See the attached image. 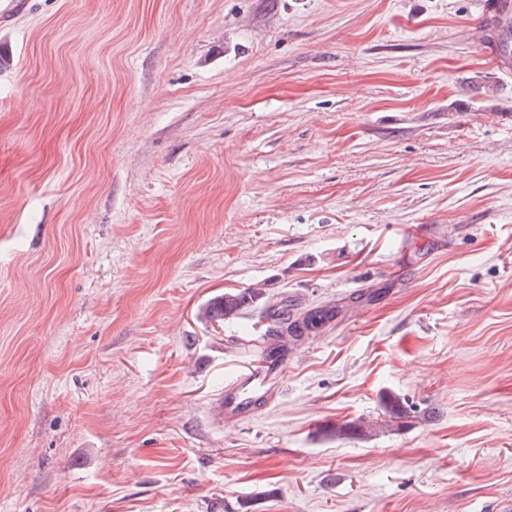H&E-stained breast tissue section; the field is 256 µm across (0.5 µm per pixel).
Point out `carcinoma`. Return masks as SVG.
Here are the masks:
<instances>
[{
	"label": "carcinoma",
	"mask_w": 512,
	"mask_h": 512,
	"mask_svg": "<svg viewBox=\"0 0 512 512\" xmlns=\"http://www.w3.org/2000/svg\"><path fill=\"white\" fill-rule=\"evenodd\" d=\"M493 27L496 32L497 49L502 56L512 55L508 43L512 41V31L500 27V21L494 20ZM492 87L487 76H475L468 83L470 104L482 102ZM260 294L249 291L226 292L212 298L204 310L205 317L213 321H222L234 316L241 309L258 301ZM295 300L286 297L268 305L263 310V318L267 321L266 332L272 336L296 344L320 332L336 317V306L323 305L310 308L306 311L296 310ZM374 430L373 423L365 420H352L336 425V435L370 434Z\"/></svg>",
	"instance_id": "carcinoma-1"
}]
</instances>
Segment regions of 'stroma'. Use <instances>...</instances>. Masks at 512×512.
<instances>
[{"instance_id": "stroma-1", "label": "stroma", "mask_w": 512, "mask_h": 512, "mask_svg": "<svg viewBox=\"0 0 512 512\" xmlns=\"http://www.w3.org/2000/svg\"><path fill=\"white\" fill-rule=\"evenodd\" d=\"M477 17L20 0L0 20V512L512 499V59ZM486 73L483 107L451 111ZM258 289L338 314L224 423L266 325L202 309ZM358 418L375 435L335 436Z\"/></svg>"}]
</instances>
